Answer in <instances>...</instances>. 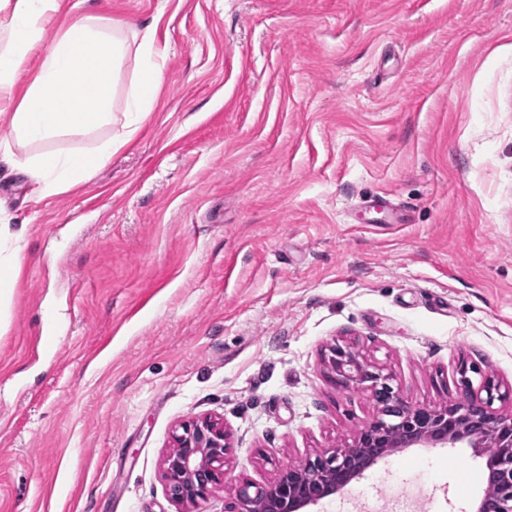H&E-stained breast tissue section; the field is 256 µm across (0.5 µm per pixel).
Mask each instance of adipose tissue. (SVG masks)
I'll return each instance as SVG.
<instances>
[{"mask_svg":"<svg viewBox=\"0 0 512 512\" xmlns=\"http://www.w3.org/2000/svg\"><path fill=\"white\" fill-rule=\"evenodd\" d=\"M60 0H0V117L11 137L0 142V165L26 175L40 199L69 191L106 166L154 107L164 62L153 28L102 25L83 15L59 23ZM133 61L127 87L119 81ZM27 86H20L21 77ZM124 107L114 113L116 92ZM91 137L70 150V136Z\"/></svg>","mask_w":512,"mask_h":512,"instance_id":"adipose-tissue-1","label":"adipose tissue"}]
</instances>
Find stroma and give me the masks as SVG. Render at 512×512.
<instances>
[{"mask_svg": "<svg viewBox=\"0 0 512 512\" xmlns=\"http://www.w3.org/2000/svg\"><path fill=\"white\" fill-rule=\"evenodd\" d=\"M63 2L154 26L166 74L81 189L0 173L26 241H0V512H176L162 461L204 415L233 451L190 512H225L375 416L329 379L337 342L413 404L464 362L512 385V0ZM485 487L472 449L411 448L318 512H474Z\"/></svg>", "mask_w": 512, "mask_h": 512, "instance_id": "obj_1", "label": "stroma"}]
</instances>
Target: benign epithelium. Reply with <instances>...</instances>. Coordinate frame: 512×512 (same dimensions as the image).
I'll use <instances>...</instances> for the list:
<instances>
[{"instance_id":"1","label":"benign epithelium","mask_w":512,"mask_h":512,"mask_svg":"<svg viewBox=\"0 0 512 512\" xmlns=\"http://www.w3.org/2000/svg\"><path fill=\"white\" fill-rule=\"evenodd\" d=\"M327 363L336 389L371 397L374 419L350 442L282 469L269 484L239 485L226 512H253L258 500L268 502L269 512H315L383 458L409 448L447 446L472 448L483 459L488 487L478 512H512V412L493 407L497 400H512V388L502 389L487 374L474 391L468 372L478 369L463 362L455 399L443 406H417L401 396L384 367L362 358L350 344L332 346ZM173 440L163 480L174 504L196 505L224 485V462L233 448L224 424L211 417L181 424Z\"/></svg>"}]
</instances>
